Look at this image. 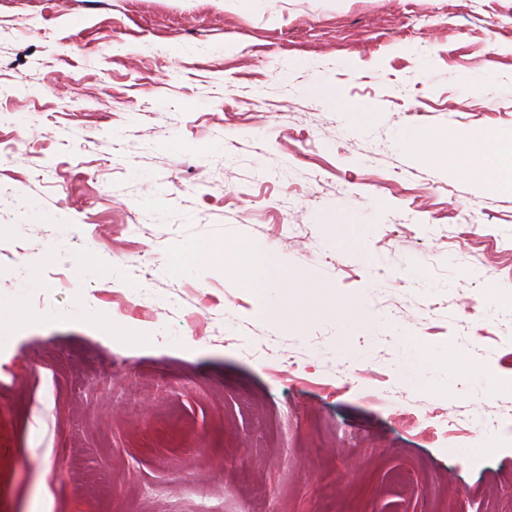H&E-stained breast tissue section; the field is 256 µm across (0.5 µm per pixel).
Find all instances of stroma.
Returning <instances> with one entry per match:
<instances>
[{"label":"stroma","mask_w":512,"mask_h":512,"mask_svg":"<svg viewBox=\"0 0 512 512\" xmlns=\"http://www.w3.org/2000/svg\"><path fill=\"white\" fill-rule=\"evenodd\" d=\"M490 148L512 0H0V512H512L467 422L512 418V333L455 335L512 312ZM268 253L373 323L276 322Z\"/></svg>","instance_id":"35a3bbf8"}]
</instances>
